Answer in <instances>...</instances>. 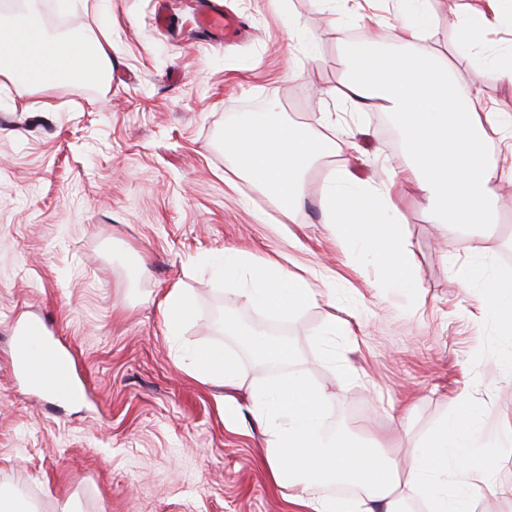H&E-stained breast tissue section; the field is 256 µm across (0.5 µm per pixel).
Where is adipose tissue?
Segmentation results:
<instances>
[{"instance_id": "1", "label": "adipose tissue", "mask_w": 512, "mask_h": 512, "mask_svg": "<svg viewBox=\"0 0 512 512\" xmlns=\"http://www.w3.org/2000/svg\"><path fill=\"white\" fill-rule=\"evenodd\" d=\"M397 2L408 19L395 47L378 51L361 41L344 43L342 79L327 95L357 112L381 108L394 114L409 158L405 169L385 172L377 181L359 179L348 166L334 163V138L286 124L273 112L226 128L224 152L235 174L288 217L304 206L308 171L328 166L317 199L324 223L341 242L382 265L388 287L407 289L419 281L420 270L408 247L404 199L421 194L429 219L446 225L449 234L481 236L500 185L512 182V143L499 164L490 161L487 143L492 134L512 127V115L475 108L477 81L493 71L483 58L475 60L476 83L466 86L446 55L425 50L436 19L431 0ZM108 43L105 32L86 45L50 38L28 14L0 13V73L12 79L22 98L47 90L59 75L103 82L112 64ZM455 274L473 289L475 303L505 336L499 364L511 382L512 274L480 265L459 266ZM224 276L244 281L245 295L256 307L288 314L336 295L333 284L314 287L277 259L258 262L241 251H225ZM192 360L196 378L239 379L238 363L229 352L197 351ZM328 405L325 393L298 377L275 380L254 398L268 473L287 490L289 501L309 512H405L406 503L421 495L431 512H473L477 495L486 493L512 508V482L497 476L499 459L512 455V428L488 423L490 403L475 404L470 392H461L452 413L413 448L402 474L392 460L379 458L361 441L327 431ZM336 480L356 483L362 496H307L312 484Z\"/></svg>"}]
</instances>
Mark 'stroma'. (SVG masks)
<instances>
[{
  "instance_id": "35a3bbf8",
  "label": "stroma",
  "mask_w": 512,
  "mask_h": 512,
  "mask_svg": "<svg viewBox=\"0 0 512 512\" xmlns=\"http://www.w3.org/2000/svg\"><path fill=\"white\" fill-rule=\"evenodd\" d=\"M159 2L34 0L45 34L84 41L111 32L112 71L104 83L62 82L23 101L0 74V485L25 491L37 512H295L265 471L252 415L253 393L289 374L329 395L326 427L369 420L396 458L465 387L479 398L494 393L492 423L512 427V383L499 368L504 341L454 273L477 260L502 269L512 183L500 187L495 226L478 239L449 236L420 200H408L419 288H382L385 270L353 260L322 222L325 169L309 174L305 206L290 220L236 178L224 154L226 126L259 111L327 135L320 105L341 79L342 42L364 33L356 19L336 27L324 0H220L245 26L240 39L217 45L192 30L195 0H167L168 30L156 23ZM470 2L436 0L426 44L465 84L474 54L512 52L507 19L482 30L475 50L458 47L450 21ZM296 21L318 39L319 59L289 40ZM335 113L362 129L353 140L337 135L336 162L362 179L406 166L390 114L340 104ZM228 249L330 279L335 307L289 316L257 309L242 283L224 278ZM139 265L145 273L133 275ZM175 286L196 308L176 331L158 306ZM228 312L255 332L287 338L292 364L263 360L225 334ZM332 312L351 319L356 343L321 336ZM33 316L71 352L90 400H51L15 376V328ZM209 347L235 356L238 386L191 375L188 354ZM331 350L356 377L338 378ZM228 397L239 406L234 423L224 419ZM406 402L416 405L407 432L391 418Z\"/></svg>"
}]
</instances>
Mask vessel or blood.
<instances>
[{
    "label": "vessel or blood",
    "mask_w": 512,
    "mask_h": 512,
    "mask_svg": "<svg viewBox=\"0 0 512 512\" xmlns=\"http://www.w3.org/2000/svg\"><path fill=\"white\" fill-rule=\"evenodd\" d=\"M194 22L197 30L213 43L227 42L244 27L240 17L224 13L208 0H203L194 15ZM14 361L18 372L46 393L77 397L84 394L73 379L69 359L48 338L47 327L42 320L31 319L18 328L14 339Z\"/></svg>",
    "instance_id": "b4317fda"
}]
</instances>
